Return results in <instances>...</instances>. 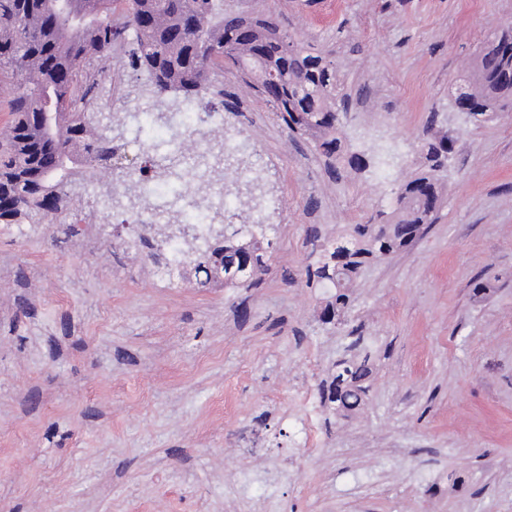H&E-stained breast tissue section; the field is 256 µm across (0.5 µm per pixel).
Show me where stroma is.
Returning a JSON list of instances; mask_svg holds the SVG:
<instances>
[{"label":"stroma","mask_w":512,"mask_h":512,"mask_svg":"<svg viewBox=\"0 0 512 512\" xmlns=\"http://www.w3.org/2000/svg\"><path fill=\"white\" fill-rule=\"evenodd\" d=\"M276 11L331 51L348 100L331 172L255 88L224 76V120L267 159V270L245 288L152 284V265L76 235L0 232V512H512V111L477 123L451 91L512 0H224ZM448 135L434 223L356 279L343 324L305 284L306 230L389 208ZM316 208H308V200ZM368 356L360 408L323 401ZM262 421L266 449L237 436ZM313 422L318 445H299Z\"/></svg>","instance_id":"1"}]
</instances>
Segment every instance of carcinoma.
Here are the masks:
<instances>
[{
  "instance_id": "1",
  "label": "carcinoma",
  "mask_w": 512,
  "mask_h": 512,
  "mask_svg": "<svg viewBox=\"0 0 512 512\" xmlns=\"http://www.w3.org/2000/svg\"><path fill=\"white\" fill-rule=\"evenodd\" d=\"M124 48V59L115 53ZM147 74L156 97L183 93L179 111L189 118L198 111L199 97L223 93L224 66L262 88L270 74L277 80L271 102L291 131L314 137L320 154L342 158L336 97V67L330 54L313 52L284 29L269 12L257 16L224 10V0H0V68L16 80L11 100L13 121L0 140V223L20 224L51 215L75 232L69 220L85 200L103 210L122 205L126 196L96 193L95 176L64 178L63 165L85 155L109 170L119 183L144 179L112 165V122L88 120L103 98L112 93L106 66L113 61ZM465 100L481 103L471 113L480 122L494 112L512 111V28L487 39L470 73L460 86ZM158 107L140 118L139 133L151 139L160 126ZM202 148L193 158L154 171L156 188L176 196L189 193L193 183L217 188L216 207L179 213L169 220L173 231L209 225L213 243L187 246L183 262L194 272L195 285L236 288L252 283L265 271L264 254L271 241L261 234L244 236L229 223L233 213L224 206L242 195L238 182H223L224 172L205 171ZM428 165L396 191L390 212L380 211L366 224H355L336 239H321L311 228L309 240L319 243L307 265V282L332 288L327 311L344 313L349 291L361 269L413 240L411 233L432 223L441 200L438 154L448 151V136L423 146ZM369 358L336 361L328 400L352 411L366 393Z\"/></svg>"
}]
</instances>
